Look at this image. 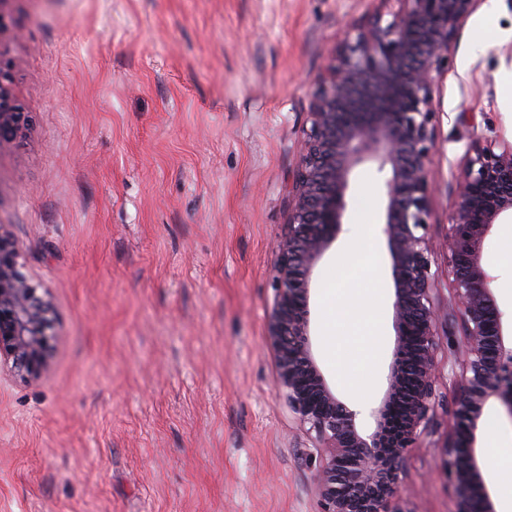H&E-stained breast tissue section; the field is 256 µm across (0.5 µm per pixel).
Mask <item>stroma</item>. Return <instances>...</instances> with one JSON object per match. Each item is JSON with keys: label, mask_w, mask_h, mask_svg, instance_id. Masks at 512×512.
Returning a JSON list of instances; mask_svg holds the SVG:
<instances>
[{"label": "stroma", "mask_w": 512, "mask_h": 512, "mask_svg": "<svg viewBox=\"0 0 512 512\" xmlns=\"http://www.w3.org/2000/svg\"><path fill=\"white\" fill-rule=\"evenodd\" d=\"M395 0H0V49L30 115L0 148V224L51 292L47 373L0 378V512H317L308 441L274 388L266 346L278 238L308 112L336 43ZM435 299L468 148L512 145V0H477L435 75ZM382 174L358 168L311 301L318 363L369 426L392 361ZM368 225L381 296L372 382L357 396L324 331L323 289ZM512 223L484 244L512 324ZM458 316L439 338L442 403L403 464L416 512H454L444 446ZM512 456L493 404L478 450Z\"/></svg>", "instance_id": "1"}]
</instances>
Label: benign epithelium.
<instances>
[{
  "instance_id": "7a95c632",
  "label": "benign epithelium",
  "mask_w": 512,
  "mask_h": 512,
  "mask_svg": "<svg viewBox=\"0 0 512 512\" xmlns=\"http://www.w3.org/2000/svg\"><path fill=\"white\" fill-rule=\"evenodd\" d=\"M393 20L375 19L336 47L310 107L299 151L294 205L272 269L266 344L275 387L311 443L318 512H417L403 496V463L439 403L442 318L433 298V245L427 234L433 187L435 73L448 62L461 22L476 0H395ZM30 116L0 60V145L25 135ZM367 162L389 172L382 233L394 282L396 346L386 389L362 428L357 411L329 386L313 351L310 300L315 272L336 240L354 170ZM512 223V146L468 151L445 248L462 345L460 393L444 446L455 512H496L480 467L477 432L499 400L512 416V339L496 308L484 241ZM53 303L18 262L12 232L0 225V375L39 380L53 357Z\"/></svg>"
}]
</instances>
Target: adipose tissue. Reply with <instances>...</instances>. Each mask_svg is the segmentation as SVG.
<instances>
[{
  "label": "adipose tissue",
  "instance_id": "ef3b65f1",
  "mask_svg": "<svg viewBox=\"0 0 512 512\" xmlns=\"http://www.w3.org/2000/svg\"><path fill=\"white\" fill-rule=\"evenodd\" d=\"M375 268L367 233L354 236L336 264V275L325 290L326 338L348 374L369 372L381 340L376 315ZM357 299L355 311L341 304L346 293Z\"/></svg>",
  "mask_w": 512,
  "mask_h": 512
}]
</instances>
